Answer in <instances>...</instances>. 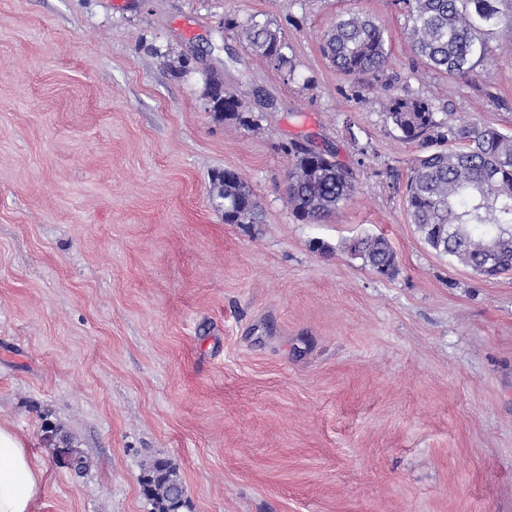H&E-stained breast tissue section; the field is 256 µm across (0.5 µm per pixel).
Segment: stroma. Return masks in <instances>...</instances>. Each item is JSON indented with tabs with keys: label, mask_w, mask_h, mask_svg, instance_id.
Returning a JSON list of instances; mask_svg holds the SVG:
<instances>
[{
	"label": "stroma",
	"mask_w": 512,
	"mask_h": 512,
	"mask_svg": "<svg viewBox=\"0 0 512 512\" xmlns=\"http://www.w3.org/2000/svg\"><path fill=\"white\" fill-rule=\"evenodd\" d=\"M498 6L466 82L415 60L394 0H0V424L43 473L32 512H151L156 459L181 512H512V271L425 243L417 146L320 49L337 17H371L406 89L510 134ZM228 18L278 23L294 71ZM212 76L255 125L209 110ZM306 139L355 180L317 223L286 199L284 147ZM227 169L256 223L213 202ZM366 234L394 277L345 251ZM51 429L84 475L56 465ZM214 189L224 191V195L217 196L224 200V221L228 224H251L258 204L253 194L236 171L224 170L213 179ZM144 470L143 495L151 502L152 512H178L185 506L183 481L168 461L155 460Z\"/></svg>",
	"instance_id": "obj_1"
}]
</instances>
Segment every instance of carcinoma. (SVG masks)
<instances>
[{
  "mask_svg": "<svg viewBox=\"0 0 512 512\" xmlns=\"http://www.w3.org/2000/svg\"><path fill=\"white\" fill-rule=\"evenodd\" d=\"M406 7L407 32L416 58L426 67L469 81L477 60L488 54L479 26L499 19L497 0H395ZM237 30L252 51L277 66L287 63L280 29L270 21L239 24ZM385 29L374 19L349 14L322 35L321 50L329 64L354 79L365 78L384 90L383 108L397 137L419 147L406 184L412 223L436 252L450 256L474 272L493 277L512 271V135L468 121L448 119V109L432 100L392 91ZM214 114L244 125L242 101L224 90L219 79L207 83ZM288 206L302 221L315 222L334 213L353 195V173L336 156L313 160L295 143L285 147ZM224 191V223L251 224L258 204L236 171L224 170L213 179ZM382 276L397 273L396 255L382 235H364L345 246ZM143 495L154 512H179L185 506L182 479L166 460H156L143 472Z\"/></svg>",
  "mask_w": 512,
  "mask_h": 512,
  "instance_id": "cac0c4a2",
  "label": "carcinoma"
}]
</instances>
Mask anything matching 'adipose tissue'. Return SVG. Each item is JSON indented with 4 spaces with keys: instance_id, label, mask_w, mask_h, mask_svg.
<instances>
[{
    "instance_id": "adipose-tissue-1",
    "label": "adipose tissue",
    "mask_w": 512,
    "mask_h": 512,
    "mask_svg": "<svg viewBox=\"0 0 512 512\" xmlns=\"http://www.w3.org/2000/svg\"><path fill=\"white\" fill-rule=\"evenodd\" d=\"M41 476L21 436L0 425V512H31Z\"/></svg>"
}]
</instances>
